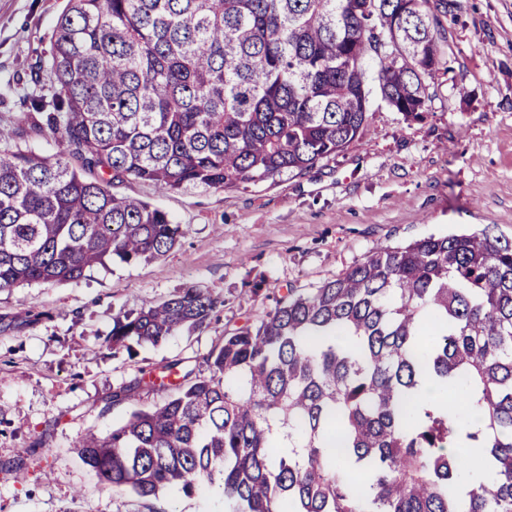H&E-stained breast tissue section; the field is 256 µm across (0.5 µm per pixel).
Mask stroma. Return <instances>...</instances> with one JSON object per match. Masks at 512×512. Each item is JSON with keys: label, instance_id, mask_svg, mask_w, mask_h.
I'll return each instance as SVG.
<instances>
[{"label": "stroma", "instance_id": "35a3bbf8", "mask_svg": "<svg viewBox=\"0 0 512 512\" xmlns=\"http://www.w3.org/2000/svg\"><path fill=\"white\" fill-rule=\"evenodd\" d=\"M67 0H0V125L12 126L30 67L49 46ZM452 69L420 122L372 108L365 135L334 160L244 189L140 197L183 224L167 255L115 260L81 279L0 291V512H149L101 486L77 456L87 429L107 433L129 410L113 389L178 361L195 366L225 331L255 322L287 289L335 278L373 249L492 225L512 240V0H431ZM196 285L218 305L210 318L156 347L112 349L117 314ZM44 319L24 318L26 310ZM37 445L16 478L19 449Z\"/></svg>", "mask_w": 512, "mask_h": 512}]
</instances>
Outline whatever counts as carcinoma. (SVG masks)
<instances>
[{
  "mask_svg": "<svg viewBox=\"0 0 512 512\" xmlns=\"http://www.w3.org/2000/svg\"><path fill=\"white\" fill-rule=\"evenodd\" d=\"M438 24L430 0H68L26 111L0 127V291L174 249L183 225L116 181L233 191L301 174L364 135L374 84L423 120L427 79L448 73ZM28 130L60 135L59 157ZM215 307L181 288L117 315L112 348L156 345ZM425 378L458 400L418 401ZM142 390L166 398L75 445L113 490L208 487L226 512H512V241L487 225L378 248L111 404ZM456 448L490 466L462 495Z\"/></svg>",
  "mask_w": 512,
  "mask_h": 512,
  "instance_id": "cac0c4a2",
  "label": "carcinoma"
}]
</instances>
